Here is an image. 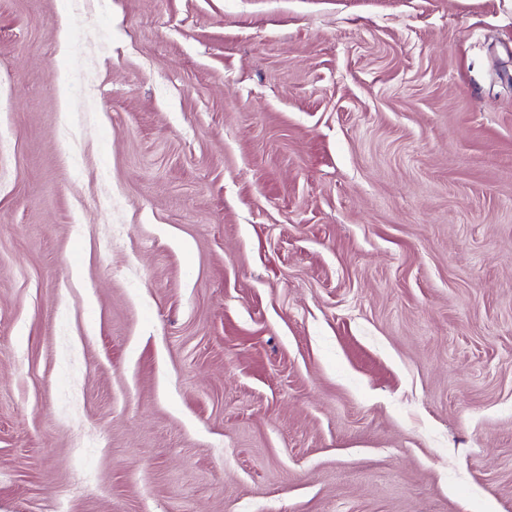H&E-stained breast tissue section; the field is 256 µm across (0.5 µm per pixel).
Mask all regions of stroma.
<instances>
[{
    "instance_id": "1",
    "label": "stroma",
    "mask_w": 512,
    "mask_h": 512,
    "mask_svg": "<svg viewBox=\"0 0 512 512\" xmlns=\"http://www.w3.org/2000/svg\"><path fill=\"white\" fill-rule=\"evenodd\" d=\"M0 512H512V0H0Z\"/></svg>"
}]
</instances>
